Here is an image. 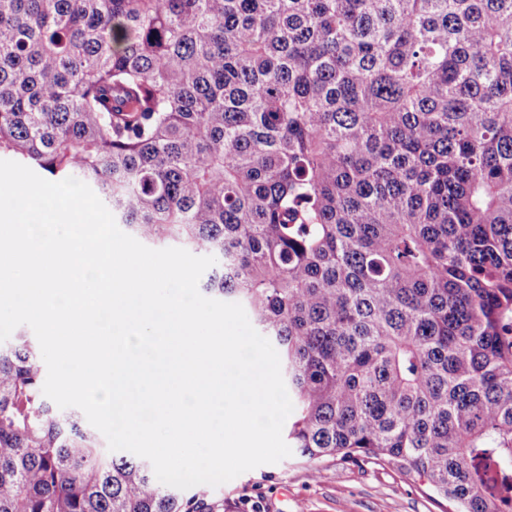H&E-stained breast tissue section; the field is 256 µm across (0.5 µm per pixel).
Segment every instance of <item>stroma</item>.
I'll return each instance as SVG.
<instances>
[{
  "instance_id": "stroma-1",
  "label": "stroma",
  "mask_w": 512,
  "mask_h": 512,
  "mask_svg": "<svg viewBox=\"0 0 512 512\" xmlns=\"http://www.w3.org/2000/svg\"><path fill=\"white\" fill-rule=\"evenodd\" d=\"M224 512H454L453 502L396 467L291 454L210 488Z\"/></svg>"
}]
</instances>
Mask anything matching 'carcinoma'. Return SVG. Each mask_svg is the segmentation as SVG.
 Segmentation results:
<instances>
[{"mask_svg":"<svg viewBox=\"0 0 512 512\" xmlns=\"http://www.w3.org/2000/svg\"><path fill=\"white\" fill-rule=\"evenodd\" d=\"M87 183L276 347L289 447L512 512V0H0V156ZM0 344V512H220Z\"/></svg>","mask_w":512,"mask_h":512,"instance_id":"carcinoma-1","label":"carcinoma"}]
</instances>
